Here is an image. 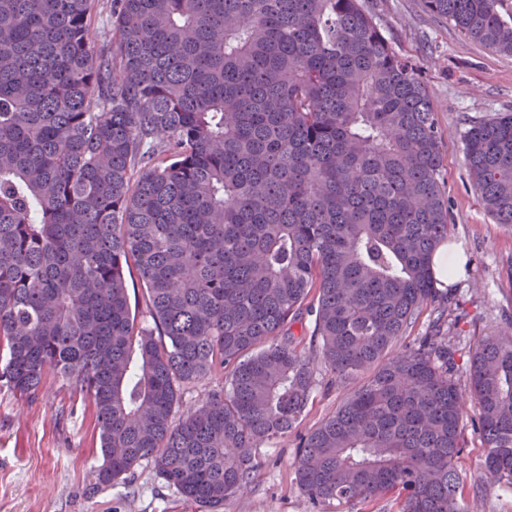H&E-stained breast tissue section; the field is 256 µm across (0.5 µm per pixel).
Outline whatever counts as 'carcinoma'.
Wrapping results in <instances>:
<instances>
[{
  "mask_svg": "<svg viewBox=\"0 0 512 512\" xmlns=\"http://www.w3.org/2000/svg\"><path fill=\"white\" fill-rule=\"evenodd\" d=\"M94 2L0 0V381L29 398L60 376L93 404L99 482L147 460L209 512L297 428L318 358L347 392L300 438L313 504L460 512L468 422L483 482L512 485V320L470 349L466 389L440 331L396 348L423 307L451 308L432 271L450 204L420 66L365 0H112L110 51ZM424 3L512 54L500 0ZM464 141L512 228V112ZM312 293L307 355L288 325ZM218 368L174 421L180 386ZM91 37L99 46L112 40L111 0H98L90 21ZM126 285L128 288L129 301L132 309V313L135 312L138 314V320L141 321L143 325L153 326V322L151 318L146 313L144 298L141 282L139 281L138 275L135 269H130V271L126 272Z\"/></svg>",
  "mask_w": 512,
  "mask_h": 512,
  "instance_id": "cac0c4a2",
  "label": "carcinoma"
}]
</instances>
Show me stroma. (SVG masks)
I'll return each mask as SVG.
<instances>
[{
	"mask_svg": "<svg viewBox=\"0 0 512 512\" xmlns=\"http://www.w3.org/2000/svg\"><path fill=\"white\" fill-rule=\"evenodd\" d=\"M366 5L392 47L420 66L440 127L451 244L468 262L448 277L455 299L442 330L455 349V378L463 385L471 346L512 319V229L495 223L470 186L463 142L472 118L512 112V56L469 41L422 0H367ZM344 394L331 370L317 365L295 433L257 449L261 470L247 493L225 502L224 512H396L389 497L316 507L297 482L300 435L331 415ZM464 439L463 512H512V486L482 484L484 448L472 429H465ZM101 463L89 398L52 374L29 400L0 381V512H207L185 501L148 462L111 484L97 479Z\"/></svg>",
	"mask_w": 512,
	"mask_h": 512,
	"instance_id": "stroma-1",
	"label": "stroma"
}]
</instances>
